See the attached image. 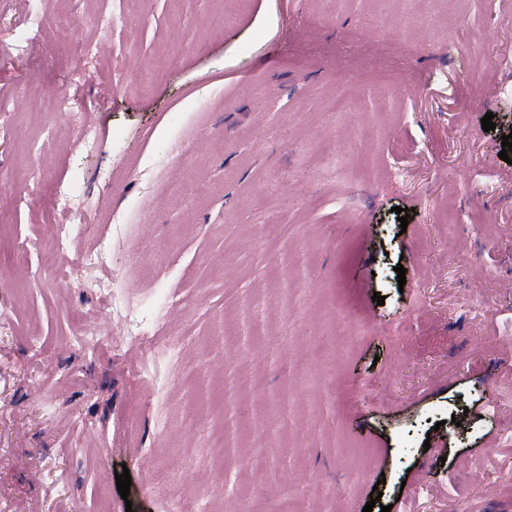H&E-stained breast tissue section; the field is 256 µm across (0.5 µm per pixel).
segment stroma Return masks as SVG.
I'll return each instance as SVG.
<instances>
[{
  "instance_id": "obj_1",
  "label": "stroma",
  "mask_w": 512,
  "mask_h": 512,
  "mask_svg": "<svg viewBox=\"0 0 512 512\" xmlns=\"http://www.w3.org/2000/svg\"><path fill=\"white\" fill-rule=\"evenodd\" d=\"M48 4L67 6L0 0V512H168L167 464L178 512H274L269 486L309 512L376 490L391 512H512V0H93L81 56L29 31ZM375 12L414 38L384 40ZM162 51L178 66L134 81ZM344 84L367 109L327 111ZM58 122L92 123L93 146L49 147ZM65 187L96 221L72 251L162 248L155 283L112 282L178 340L156 376L55 248Z\"/></svg>"
}]
</instances>
